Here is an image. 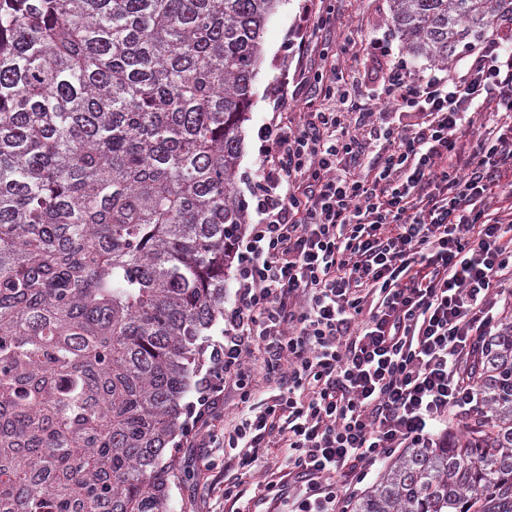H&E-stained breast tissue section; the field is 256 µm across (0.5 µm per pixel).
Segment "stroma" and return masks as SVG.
<instances>
[{
  "label": "stroma",
  "mask_w": 512,
  "mask_h": 512,
  "mask_svg": "<svg viewBox=\"0 0 512 512\" xmlns=\"http://www.w3.org/2000/svg\"><path fill=\"white\" fill-rule=\"evenodd\" d=\"M305 0H278L263 35L261 62L253 83L249 119L243 125V144L238 162L235 189L250 198L261 163V126L274 111L278 90L300 82L304 72L320 65L318 52L299 54L298 44L305 33ZM336 23L323 31L322 42L335 54L346 74L357 77L368 91L379 87V64L375 59L342 53L344 42L384 40L396 55L405 50L391 22L389 0H336ZM173 476L171 512H227L224 485L238 477L233 461L225 460L222 449L186 447L183 436L172 441Z\"/></svg>",
  "instance_id": "1"
}]
</instances>
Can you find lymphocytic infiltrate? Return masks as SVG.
<instances>
[{
	"instance_id": "1",
	"label": "lymphocytic infiltrate",
	"mask_w": 512,
	"mask_h": 512,
	"mask_svg": "<svg viewBox=\"0 0 512 512\" xmlns=\"http://www.w3.org/2000/svg\"><path fill=\"white\" fill-rule=\"evenodd\" d=\"M361 50L387 60L381 108L351 117L343 72L324 66L298 121L261 132L259 221L234 243L235 300L187 428L246 471L284 449L267 512H348L374 466L432 447L477 407L475 371L512 305V25L441 76ZM256 355L268 397L214 435L225 381Z\"/></svg>"
}]
</instances>
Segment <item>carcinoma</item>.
I'll return each mask as SVG.
<instances>
[{
	"label": "carcinoma",
	"mask_w": 512,
	"mask_h": 512,
	"mask_svg": "<svg viewBox=\"0 0 512 512\" xmlns=\"http://www.w3.org/2000/svg\"><path fill=\"white\" fill-rule=\"evenodd\" d=\"M448 64L512 0H391ZM277 0H0V512H170L167 445L224 318ZM482 409L352 512H512V322Z\"/></svg>",
	"instance_id": "cac0c4a2"
}]
</instances>
